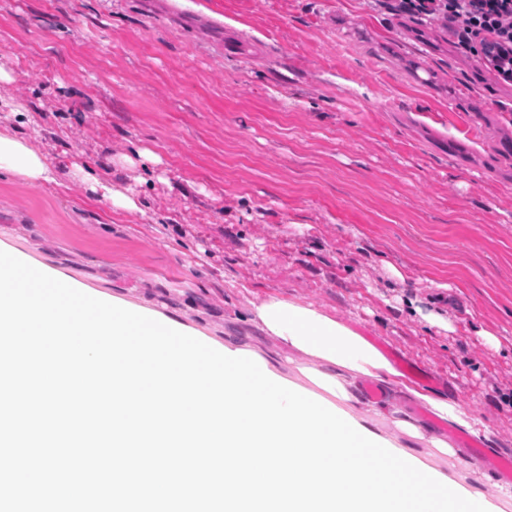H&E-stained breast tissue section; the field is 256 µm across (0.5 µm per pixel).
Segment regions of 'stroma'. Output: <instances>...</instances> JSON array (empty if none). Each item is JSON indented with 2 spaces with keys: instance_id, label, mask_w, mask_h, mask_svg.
Listing matches in <instances>:
<instances>
[{
  "instance_id": "obj_1",
  "label": "stroma",
  "mask_w": 512,
  "mask_h": 512,
  "mask_svg": "<svg viewBox=\"0 0 512 512\" xmlns=\"http://www.w3.org/2000/svg\"><path fill=\"white\" fill-rule=\"evenodd\" d=\"M0 61L58 175H0V250L285 373L236 316L315 305L512 451V82L449 28L377 0H0ZM109 157L139 209L72 177Z\"/></svg>"
}]
</instances>
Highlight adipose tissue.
<instances>
[{"mask_svg":"<svg viewBox=\"0 0 512 512\" xmlns=\"http://www.w3.org/2000/svg\"><path fill=\"white\" fill-rule=\"evenodd\" d=\"M0 172L25 182L52 184L55 170L32 137L0 131ZM248 322L280 347L299 356L295 384L314 392L349 413L367 430L386 421L392 432L391 445L418 457L424 464L457 459L459 451L446 436L423 420L387 399L372 404L368 415H360L361 386L377 384L381 391H399L411 402L428 408L444 421L471 433H479L483 422L447 398L402 381L393 363L352 325L310 305L271 296L252 304Z\"/></svg>","mask_w":512,"mask_h":512,"instance_id":"ef3b65f1","label":"adipose tissue"}]
</instances>
